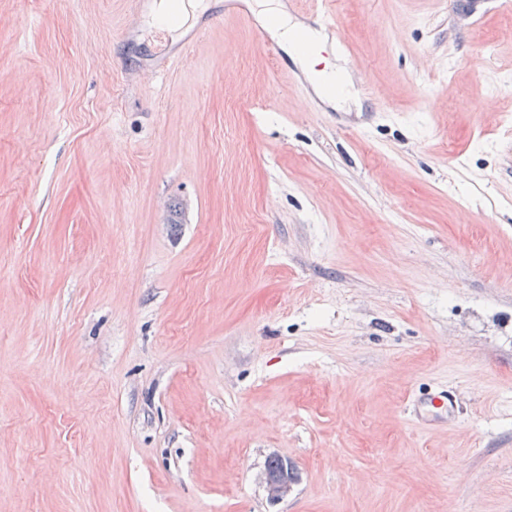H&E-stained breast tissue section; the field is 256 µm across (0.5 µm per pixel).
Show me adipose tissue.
I'll return each mask as SVG.
<instances>
[{"mask_svg":"<svg viewBox=\"0 0 512 512\" xmlns=\"http://www.w3.org/2000/svg\"><path fill=\"white\" fill-rule=\"evenodd\" d=\"M259 13L262 16L276 17L278 23L273 31L274 36L283 45L292 47L296 42V36L301 30V23L289 19L288 14L279 0H261L259 5ZM309 39L313 44L310 51L302 53L294 51L292 54L293 61L304 71L309 73L319 91H326L329 85L335 84L340 73L335 66L324 63L320 54L321 45L324 37L320 32L313 31L309 34Z\"/></svg>","mask_w":512,"mask_h":512,"instance_id":"1","label":"adipose tissue"}]
</instances>
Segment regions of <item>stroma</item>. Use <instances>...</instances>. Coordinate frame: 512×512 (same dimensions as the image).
<instances>
[{"label":"stroma","instance_id":"stroma-1","mask_svg":"<svg viewBox=\"0 0 512 512\" xmlns=\"http://www.w3.org/2000/svg\"><path fill=\"white\" fill-rule=\"evenodd\" d=\"M239 2L0 0V512H512V8ZM209 0H155L153 14L167 20L174 30L183 29L210 8ZM262 1V3L257 4L260 9L259 14L263 17L274 16L277 18L278 23L273 30V35L280 43L293 49L296 36L303 28V24L289 19L283 4L274 3L273 0ZM328 2L323 0L313 1H301V0H289L288 9L291 13L296 15L307 14L314 24L323 28L324 30L335 31L339 27L338 17L328 9L326 6ZM309 39L314 44L313 48L305 53L293 50V61L302 70L306 71L313 77L317 89L323 94L332 97L333 93L327 91V87L329 85L333 87L334 84H336V79L341 78L343 80L346 97H351L352 93L350 90V84L345 81L344 77L338 70H336L335 66L327 63L320 55L324 35L319 31H309ZM322 62H325V64L321 65ZM454 406V400L447 390L430 391L425 397L412 401L410 420L424 429H430L437 422L451 421ZM279 460L278 469H276L277 459H269L266 465L270 469H276L274 471L266 470L265 473V490L270 502H277L288 496L297 482V473L293 465L288 459L281 457Z\"/></svg>","mask_w":512,"mask_h":512}]
</instances>
